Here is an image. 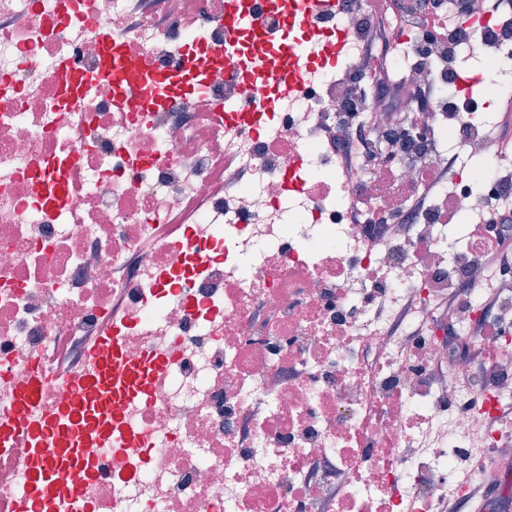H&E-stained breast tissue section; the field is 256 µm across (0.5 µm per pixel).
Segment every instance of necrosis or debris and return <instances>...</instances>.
<instances>
[{"mask_svg": "<svg viewBox=\"0 0 512 512\" xmlns=\"http://www.w3.org/2000/svg\"><path fill=\"white\" fill-rule=\"evenodd\" d=\"M345 2L342 67L313 68L244 126L223 66L181 89L194 51L223 52L224 0H0V420L33 379L31 421L66 402L116 306L121 356L146 379L117 422L86 423L85 467L45 512H469L489 473L512 478V427L494 424L512 404V330L476 332L512 309L500 271L432 207L393 211L365 158L342 171L325 139L353 87L375 93L358 58L375 22ZM471 14L479 38L455 54L512 64V27ZM263 23V42L239 45L262 71L281 6ZM101 24L144 73L172 76L167 107L143 82L113 97ZM434 115L396 176L447 167L451 142L483 158L455 171L465 223L507 159L472 104ZM377 226L386 246L361 249ZM486 341L496 358L477 374L467 351ZM32 491L29 447L0 442V512Z\"/></svg>", "mask_w": 512, "mask_h": 512, "instance_id": "obj_1", "label": "necrosis or debris"}]
</instances>
